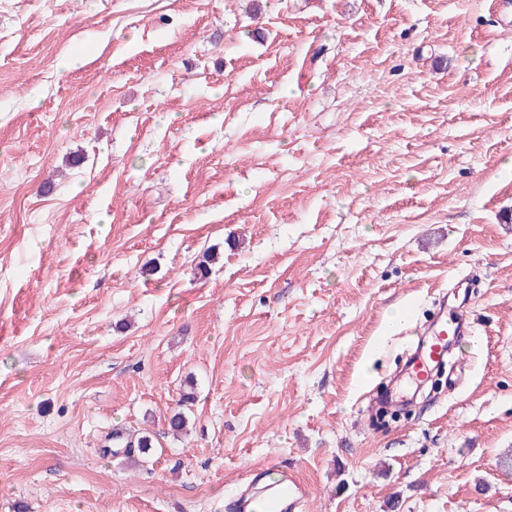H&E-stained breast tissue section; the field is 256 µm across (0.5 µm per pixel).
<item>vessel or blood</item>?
I'll use <instances>...</instances> for the list:
<instances>
[{
    "mask_svg": "<svg viewBox=\"0 0 512 512\" xmlns=\"http://www.w3.org/2000/svg\"><path fill=\"white\" fill-rule=\"evenodd\" d=\"M465 306L454 312H440L426 336L412 355L408 375L416 382H423L431 367L448 356V344L462 336L467 325ZM267 478L254 487L241 491L232 500V512H296L307 495L306 488L293 472L271 465L266 469Z\"/></svg>",
    "mask_w": 512,
    "mask_h": 512,
    "instance_id": "1",
    "label": "vessel or blood"
}]
</instances>
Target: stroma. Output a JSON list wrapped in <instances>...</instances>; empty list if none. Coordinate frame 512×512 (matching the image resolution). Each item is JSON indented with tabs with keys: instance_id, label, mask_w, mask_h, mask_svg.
Masks as SVG:
<instances>
[{
	"instance_id": "stroma-1",
	"label": "stroma",
	"mask_w": 512,
	"mask_h": 512,
	"mask_svg": "<svg viewBox=\"0 0 512 512\" xmlns=\"http://www.w3.org/2000/svg\"><path fill=\"white\" fill-rule=\"evenodd\" d=\"M497 2L0 0V512H230L271 460L303 512H512ZM459 282L450 381L371 431L390 307ZM196 400L194 391L184 392L178 402V409L174 410L168 418V427L171 434L178 436L186 431L189 417L184 411V407L192 405Z\"/></svg>"
}]
</instances>
